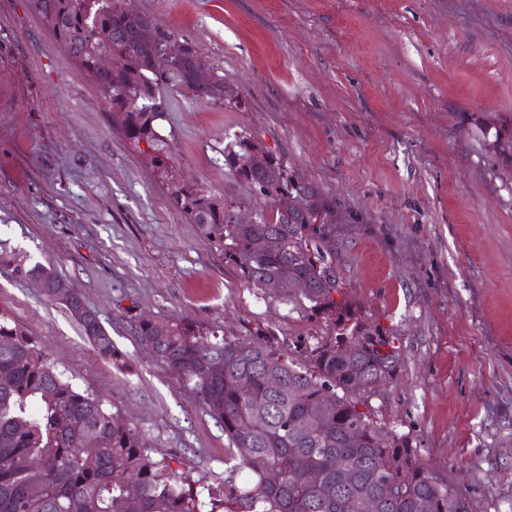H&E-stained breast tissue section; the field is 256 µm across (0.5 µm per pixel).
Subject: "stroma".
Returning a JSON list of instances; mask_svg holds the SVG:
<instances>
[{"instance_id":"1","label":"stroma","mask_w":512,"mask_h":512,"mask_svg":"<svg viewBox=\"0 0 512 512\" xmlns=\"http://www.w3.org/2000/svg\"><path fill=\"white\" fill-rule=\"evenodd\" d=\"M192 44L234 100L175 89L156 123L184 183L255 208L224 166L238 136L317 187L344 294L395 335L364 400L475 512H512V0H131ZM54 269L120 361L18 267ZM0 314L57 370L194 477L224 478L223 427L140 320L259 339L308 364L330 329L262 298L169 202L150 156L30 0H0Z\"/></svg>"}]
</instances>
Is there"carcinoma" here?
<instances>
[{
    "label": "carcinoma",
    "mask_w": 512,
    "mask_h": 512,
    "mask_svg": "<svg viewBox=\"0 0 512 512\" xmlns=\"http://www.w3.org/2000/svg\"><path fill=\"white\" fill-rule=\"evenodd\" d=\"M36 11L90 76L103 102L122 116L134 148L146 143L155 153L157 176L166 183L178 210L198 225L224 260L238 268L246 284L263 297L292 303L332 321L334 336L307 347L310 365L277 354L259 342L209 341L164 321L139 324L142 344L187 387L207 413L224 427V491L173 466L172 455L149 448L138 428L98 396L79 390L57 372L27 331L0 316V512H448V482L437 477L409 440L377 426L353 379L373 388L393 377L400 364L394 338L369 321L361 307L342 296L327 262L329 248L318 235L330 212L319 191L301 186L306 208L285 217L276 206L279 192L296 184L283 164L269 156V171L246 167L254 141L238 137L224 148L232 175L267 192L270 211L255 224H235L238 204L220 202L180 184L164 140L154 123L163 116L156 103L166 91L189 90L224 103V77L212 75L202 89L194 80L205 60L183 46L181 65L162 48L172 35L155 21L130 15L123 0H32ZM274 236L278 247L258 252L254 242ZM303 282L298 294L265 288L282 272ZM18 273L65 282L36 264ZM80 294L48 297L78 322L100 356L118 359L98 318L76 313ZM274 364L281 383L271 388L266 366ZM278 474L270 481L266 469ZM33 460L41 462L35 468Z\"/></svg>",
    "instance_id": "obj_1"
}]
</instances>
